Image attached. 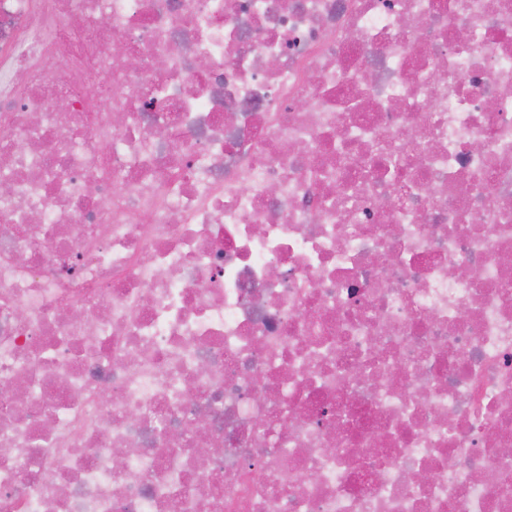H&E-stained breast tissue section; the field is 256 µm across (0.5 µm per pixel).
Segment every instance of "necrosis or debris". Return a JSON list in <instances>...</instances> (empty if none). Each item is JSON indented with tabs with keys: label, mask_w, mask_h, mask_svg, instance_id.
I'll use <instances>...</instances> for the list:
<instances>
[{
	"label": "necrosis or debris",
	"mask_w": 512,
	"mask_h": 512,
	"mask_svg": "<svg viewBox=\"0 0 512 512\" xmlns=\"http://www.w3.org/2000/svg\"><path fill=\"white\" fill-rule=\"evenodd\" d=\"M0 512H512V0H0Z\"/></svg>",
	"instance_id": "4bbe7bcc"
}]
</instances>
